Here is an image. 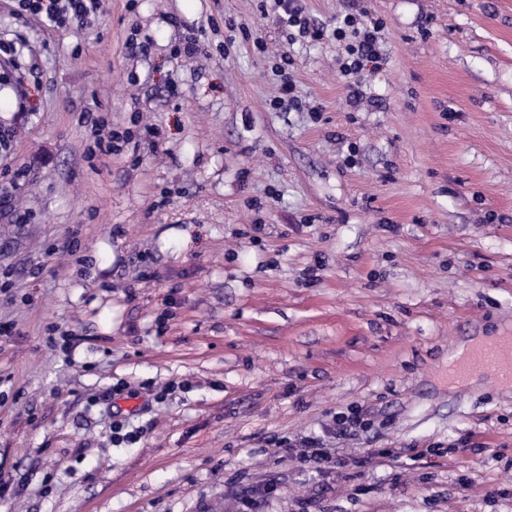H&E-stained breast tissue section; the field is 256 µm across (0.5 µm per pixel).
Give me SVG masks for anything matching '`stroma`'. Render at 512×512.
<instances>
[{
    "mask_svg": "<svg viewBox=\"0 0 512 512\" xmlns=\"http://www.w3.org/2000/svg\"><path fill=\"white\" fill-rule=\"evenodd\" d=\"M365 5L354 108L277 0H0V512H512V384L448 381L512 336V0ZM22 11L36 16L49 28H59L68 21L84 20L100 7V0H19Z\"/></svg>",
    "mask_w": 512,
    "mask_h": 512,
    "instance_id": "stroma-1",
    "label": "stroma"
}]
</instances>
